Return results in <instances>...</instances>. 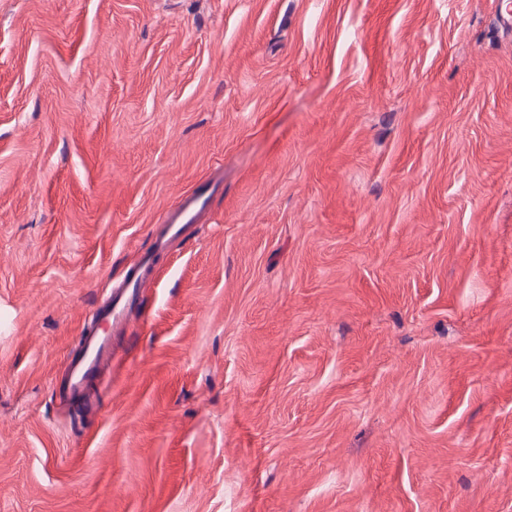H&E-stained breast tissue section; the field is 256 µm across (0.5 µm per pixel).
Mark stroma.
<instances>
[{"label":"stroma","instance_id":"obj_1","mask_svg":"<svg viewBox=\"0 0 512 512\" xmlns=\"http://www.w3.org/2000/svg\"><path fill=\"white\" fill-rule=\"evenodd\" d=\"M500 9L0 0V512H512ZM204 209V204L198 196L187 197L177 213L169 218L167 221L169 224H162L156 238V245L159 248L166 245L169 239L178 237L186 225L201 220ZM153 276L151 257L145 255L138 266L130 268L118 286L96 308L80 337L78 350L70 354L63 376L56 382L57 396L75 408L92 414L96 404L88 398L90 383L107 384L105 370L112 365V332L120 328L132 307L141 300L146 279Z\"/></svg>","mask_w":512,"mask_h":512}]
</instances>
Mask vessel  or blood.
Segmentation results:
<instances>
[{
	"label": "vessel or blood",
	"mask_w": 512,
	"mask_h": 512,
	"mask_svg": "<svg viewBox=\"0 0 512 512\" xmlns=\"http://www.w3.org/2000/svg\"><path fill=\"white\" fill-rule=\"evenodd\" d=\"M204 204L197 196L187 197L162 225L156 238L157 246L166 245L178 237L184 227L196 223L203 216ZM153 275L150 257H143L138 266L130 268L118 286L96 308L80 337L78 350L70 354L63 376L56 383L57 396L79 411H94L95 405L88 398L91 384L106 385L105 370L112 363V333L120 328L132 307L141 300V289L146 279Z\"/></svg>",
	"instance_id": "1"
}]
</instances>
